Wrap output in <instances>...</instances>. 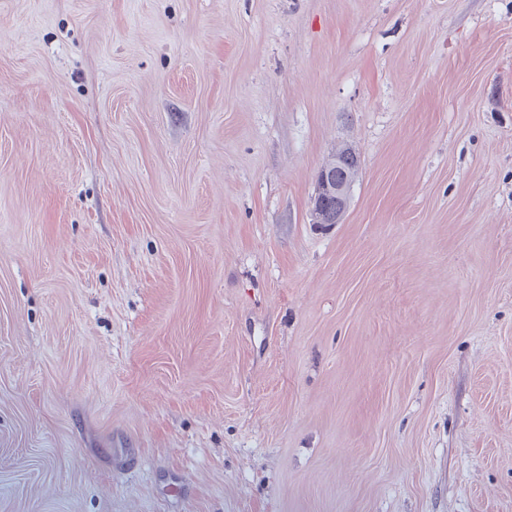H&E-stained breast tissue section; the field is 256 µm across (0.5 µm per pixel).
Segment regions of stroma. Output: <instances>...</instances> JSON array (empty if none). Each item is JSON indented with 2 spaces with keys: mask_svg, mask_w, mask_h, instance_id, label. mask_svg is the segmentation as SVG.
Instances as JSON below:
<instances>
[{
  "mask_svg": "<svg viewBox=\"0 0 512 512\" xmlns=\"http://www.w3.org/2000/svg\"><path fill=\"white\" fill-rule=\"evenodd\" d=\"M0 512H512V0H0ZM332 156L338 157L336 170L334 172L335 165L330 160L320 166L316 174L313 197V199L323 196L336 197L323 202L320 207L326 224L341 223L342 216L336 215V212L343 209V205L350 200L354 183L352 180L337 181L336 178L344 179L353 176L357 178L360 167L357 153L353 149H348V146L338 149ZM336 199L341 200L343 205Z\"/></svg>",
  "mask_w": 512,
  "mask_h": 512,
  "instance_id": "1",
  "label": "stroma"
}]
</instances>
